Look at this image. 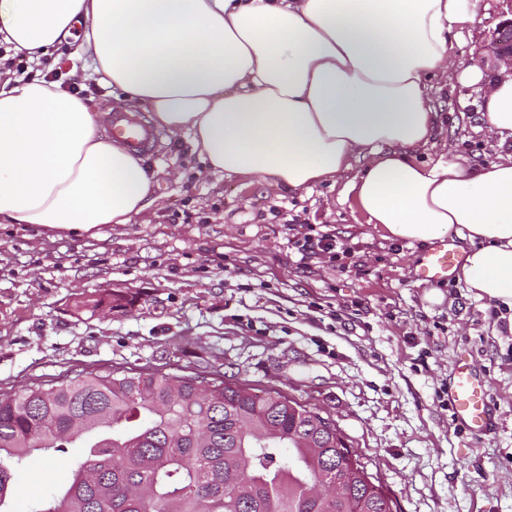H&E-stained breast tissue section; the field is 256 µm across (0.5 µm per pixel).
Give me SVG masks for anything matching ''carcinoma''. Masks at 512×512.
Here are the masks:
<instances>
[{"instance_id":"cac0c4a2","label":"carcinoma","mask_w":512,"mask_h":512,"mask_svg":"<svg viewBox=\"0 0 512 512\" xmlns=\"http://www.w3.org/2000/svg\"><path fill=\"white\" fill-rule=\"evenodd\" d=\"M107 298L130 303L122 290ZM336 424L279 391L222 377L88 371L0 394V512L33 455L64 481L30 512H393Z\"/></svg>"}]
</instances>
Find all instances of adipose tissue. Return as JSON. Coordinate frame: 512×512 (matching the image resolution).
<instances>
[{
  "label": "adipose tissue",
  "instance_id": "obj_1",
  "mask_svg": "<svg viewBox=\"0 0 512 512\" xmlns=\"http://www.w3.org/2000/svg\"><path fill=\"white\" fill-rule=\"evenodd\" d=\"M482 0H0V41L32 64L62 48L91 60L80 81L115 88L117 113L150 112L191 137L219 178L295 193L347 176L384 238L475 244L457 273L512 307V152L484 165L436 135L431 93L456 72L480 98L481 130L512 138V70L458 69L453 32ZM361 170H354V163ZM155 174L99 132L96 105L0 64V224L61 234L129 224Z\"/></svg>",
  "mask_w": 512,
  "mask_h": 512
}]
</instances>
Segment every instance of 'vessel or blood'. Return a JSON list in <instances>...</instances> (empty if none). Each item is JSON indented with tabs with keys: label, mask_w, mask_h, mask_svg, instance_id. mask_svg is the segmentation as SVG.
Returning <instances> with one entry per match:
<instances>
[{
	"label": "vessel or blood",
	"mask_w": 512,
	"mask_h": 512,
	"mask_svg": "<svg viewBox=\"0 0 512 512\" xmlns=\"http://www.w3.org/2000/svg\"><path fill=\"white\" fill-rule=\"evenodd\" d=\"M110 133L136 154L150 151L155 142L151 129L124 115L112 116ZM464 259V254L450 240L439 241L424 253L418 264V275L431 283L449 282ZM445 394L455 423L467 430L473 439H484L494 431L496 422L487 408L488 386L470 359L457 358Z\"/></svg>",
	"instance_id": "1"
}]
</instances>
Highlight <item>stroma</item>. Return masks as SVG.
Returning <instances> with one entry per match:
<instances>
[{"mask_svg":"<svg viewBox=\"0 0 512 512\" xmlns=\"http://www.w3.org/2000/svg\"><path fill=\"white\" fill-rule=\"evenodd\" d=\"M454 39L460 66L484 46L512 0H484ZM432 104L442 122L424 154L456 145L482 165L497 144L479 128L476 95L449 80ZM155 203L97 236L0 224V393L89 369L165 368L278 390L333 419L396 501L397 512H512V316L491 317L462 283L417 275L422 244L388 241L338 187L271 192L249 176L214 177L188 141L159 132ZM329 233L335 255L302 265L293 236ZM111 288L139 297L121 314L78 298ZM485 376L493 434L456 431L439 391L456 357ZM62 475L32 458L18 478L28 512Z\"/></svg>","mask_w":512,"mask_h":512,"instance_id":"35a3bbf8","label":"stroma"}]
</instances>
